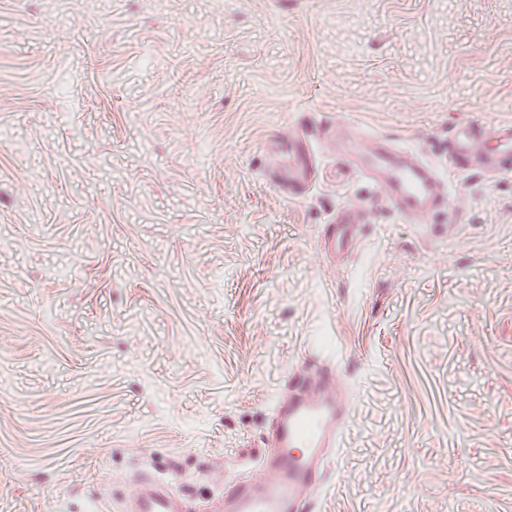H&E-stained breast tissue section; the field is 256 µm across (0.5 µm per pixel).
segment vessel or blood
Here are the masks:
<instances>
[{
  "instance_id": "obj_1",
  "label": "vessel or blood",
  "mask_w": 512,
  "mask_h": 512,
  "mask_svg": "<svg viewBox=\"0 0 512 512\" xmlns=\"http://www.w3.org/2000/svg\"><path fill=\"white\" fill-rule=\"evenodd\" d=\"M345 132L351 152L348 166L357 178L413 224L445 214L443 191L447 164L492 178L512 170V121L487 127L476 122L458 126L448 140L446 159H425L390 140L352 125ZM296 165L288 172V196L301 201L313 188L316 157L306 138L289 141ZM363 208L339 204L330 214L321 254L334 258L359 247L365 231ZM351 412L335 367L319 365L293 371L273 406L267 449L255 466L237 471L220 492L206 501L204 512H312L327 468L333 462ZM185 496L168 482L145 474L116 512H193Z\"/></svg>"
}]
</instances>
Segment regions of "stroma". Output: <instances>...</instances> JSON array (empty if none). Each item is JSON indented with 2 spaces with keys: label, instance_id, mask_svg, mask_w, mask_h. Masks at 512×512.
I'll return each mask as SVG.
<instances>
[{
  "label": "stroma",
  "instance_id": "35a3bbf8",
  "mask_svg": "<svg viewBox=\"0 0 512 512\" xmlns=\"http://www.w3.org/2000/svg\"><path fill=\"white\" fill-rule=\"evenodd\" d=\"M466 120H512V0H0V512L218 492L308 355L351 400L318 512H512V171L436 227L328 152L267 176L300 125ZM288 155L296 160L295 167L288 171V197L301 201L312 191L316 157L309 141L301 136L288 141ZM366 218L362 206L339 204L330 214L321 242L324 258L347 255L359 247L365 231Z\"/></svg>",
  "mask_w": 512,
  "mask_h": 512
}]
</instances>
